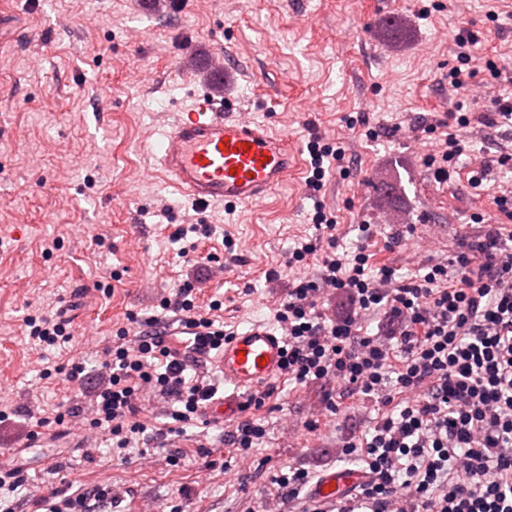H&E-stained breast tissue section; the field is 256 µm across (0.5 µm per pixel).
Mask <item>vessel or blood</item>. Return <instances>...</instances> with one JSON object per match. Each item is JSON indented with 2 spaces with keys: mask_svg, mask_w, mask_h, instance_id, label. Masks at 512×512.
Instances as JSON below:
<instances>
[{
  "mask_svg": "<svg viewBox=\"0 0 512 512\" xmlns=\"http://www.w3.org/2000/svg\"><path fill=\"white\" fill-rule=\"evenodd\" d=\"M287 135L276 134L252 115L228 112L222 101L195 96L159 134L155 169L164 183L197 206L256 204L295 173ZM284 338L263 323L234 332L216 366L224 377V398L203 408L210 419L233 424L245 397L281 374ZM364 474L345 469L321 474L312 499L338 504L352 498Z\"/></svg>",
  "mask_w": 512,
  "mask_h": 512,
  "instance_id": "1",
  "label": "vessel or blood"
}]
</instances>
